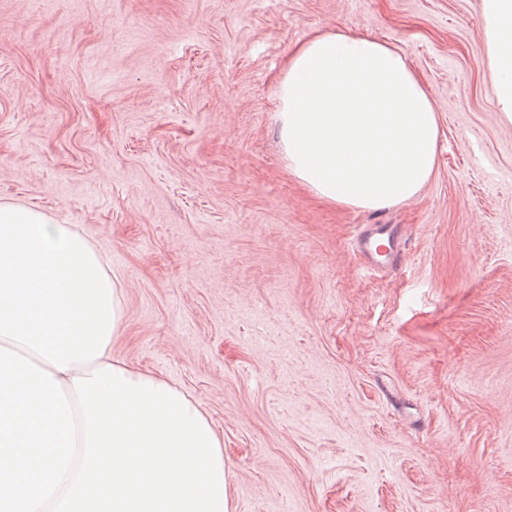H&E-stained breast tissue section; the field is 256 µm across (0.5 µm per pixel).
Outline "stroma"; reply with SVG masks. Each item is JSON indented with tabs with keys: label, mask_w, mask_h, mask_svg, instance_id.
Masks as SVG:
<instances>
[{
	"label": "stroma",
	"mask_w": 512,
	"mask_h": 512,
	"mask_svg": "<svg viewBox=\"0 0 512 512\" xmlns=\"http://www.w3.org/2000/svg\"><path fill=\"white\" fill-rule=\"evenodd\" d=\"M317 29L421 79L440 141L413 200L289 173L276 87ZM0 202L106 256L113 351L200 403L234 512H512V123L481 0H0ZM360 224L402 226L388 268Z\"/></svg>",
	"instance_id": "35a3bbf8"
}]
</instances>
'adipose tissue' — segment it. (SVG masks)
Wrapping results in <instances>:
<instances>
[{
  "mask_svg": "<svg viewBox=\"0 0 512 512\" xmlns=\"http://www.w3.org/2000/svg\"><path fill=\"white\" fill-rule=\"evenodd\" d=\"M490 86L512 122V0H482ZM275 123L287 167L317 196L379 210L415 198L431 179L439 122L398 49L377 40L315 31L289 55ZM123 287L96 247L70 224L0 203V347L30 359L77 401L74 378L113 365Z\"/></svg>",
  "mask_w": 512,
  "mask_h": 512,
  "instance_id": "adipose-tissue-1",
  "label": "adipose tissue"
}]
</instances>
